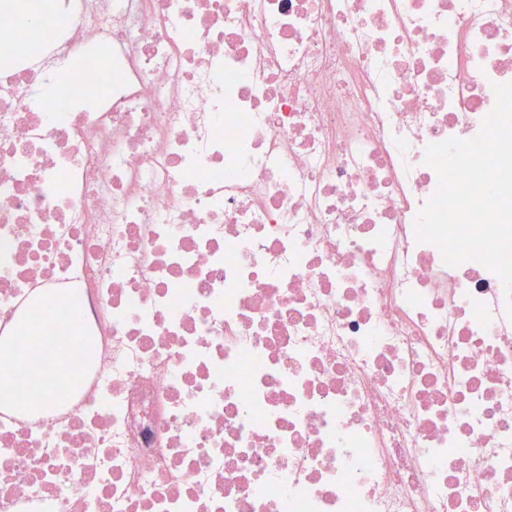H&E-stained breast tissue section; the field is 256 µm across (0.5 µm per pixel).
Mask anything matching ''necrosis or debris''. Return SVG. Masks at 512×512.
<instances>
[{
	"label": "necrosis or debris",
	"mask_w": 512,
	"mask_h": 512,
	"mask_svg": "<svg viewBox=\"0 0 512 512\" xmlns=\"http://www.w3.org/2000/svg\"><path fill=\"white\" fill-rule=\"evenodd\" d=\"M0 512H512L499 277L418 241L512 0H0ZM0 348V360L8 362V365L0 369V398L14 401L18 408L26 410L46 401L53 393L51 386L44 381L32 377L27 382V389L18 390L17 384L13 382L12 374L14 368L27 362L29 355V344L24 337L4 340Z\"/></svg>",
	"instance_id": "4bbe7bcc"
}]
</instances>
